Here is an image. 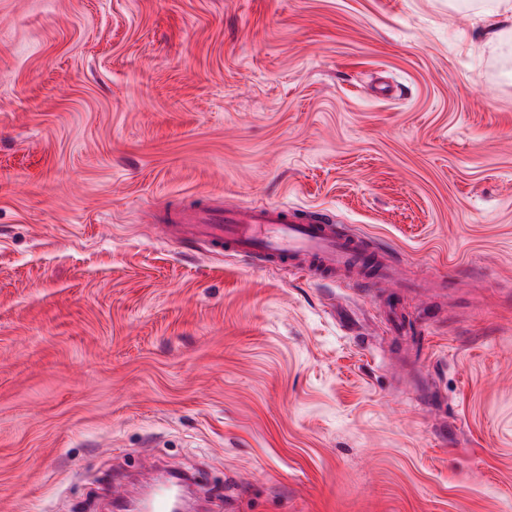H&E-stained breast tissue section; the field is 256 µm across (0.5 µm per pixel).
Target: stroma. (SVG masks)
<instances>
[{"instance_id":"stroma-1","label":"stroma","mask_w":512,"mask_h":512,"mask_svg":"<svg viewBox=\"0 0 512 512\" xmlns=\"http://www.w3.org/2000/svg\"><path fill=\"white\" fill-rule=\"evenodd\" d=\"M483 3L0 0V512H113L157 469L206 512H512V17ZM279 202L395 280L150 218Z\"/></svg>"}]
</instances>
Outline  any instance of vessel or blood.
<instances>
[{
  "label": "vessel or blood",
  "instance_id": "b4317fda",
  "mask_svg": "<svg viewBox=\"0 0 512 512\" xmlns=\"http://www.w3.org/2000/svg\"><path fill=\"white\" fill-rule=\"evenodd\" d=\"M161 222L168 238L176 241L205 242L325 280L346 276L366 292L390 276V259L366 249L360 236L298 216L283 204L187 209L163 216Z\"/></svg>",
  "mask_w": 512,
  "mask_h": 512
}]
</instances>
